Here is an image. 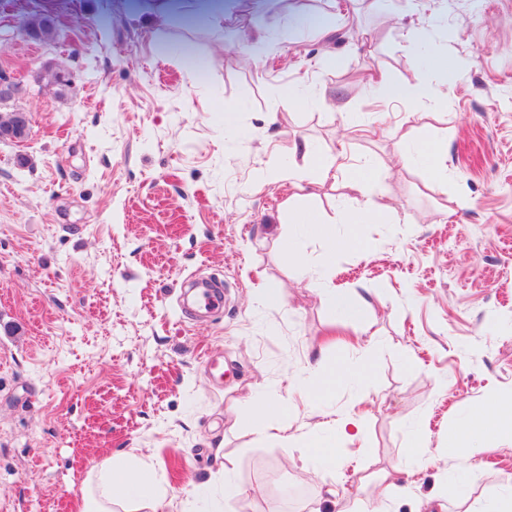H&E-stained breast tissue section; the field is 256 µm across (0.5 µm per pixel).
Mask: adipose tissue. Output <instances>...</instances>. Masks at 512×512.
Here are the masks:
<instances>
[{"label": "adipose tissue", "instance_id": "obj_1", "mask_svg": "<svg viewBox=\"0 0 512 512\" xmlns=\"http://www.w3.org/2000/svg\"><path fill=\"white\" fill-rule=\"evenodd\" d=\"M485 438L512 444V397H495L477 406L467 418L449 429L448 454L467 455ZM164 488L154 469L143 461L120 458L90 471L81 512H116L117 507L143 505L160 512Z\"/></svg>", "mask_w": 512, "mask_h": 512}]
</instances>
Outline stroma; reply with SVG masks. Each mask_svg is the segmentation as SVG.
<instances>
[{
	"mask_svg": "<svg viewBox=\"0 0 512 512\" xmlns=\"http://www.w3.org/2000/svg\"><path fill=\"white\" fill-rule=\"evenodd\" d=\"M42 10L54 40L26 32ZM381 72L441 95L392 100ZM0 75L32 117L0 142V512H80L120 453L154 464L163 512H429L454 476L445 512H488L512 488V449L447 453L512 395V0H0ZM406 140L447 143V174ZM340 149L369 194L341 175L300 198L328 238L280 223L282 173ZM201 279L224 306L193 317ZM330 288L368 304L346 320ZM318 349L338 377L314 405L292 381ZM253 391L287 399V439L257 432ZM345 415L339 473L303 462Z\"/></svg>",
	"mask_w": 512,
	"mask_h": 512,
	"instance_id": "obj_1",
	"label": "stroma"
}]
</instances>
